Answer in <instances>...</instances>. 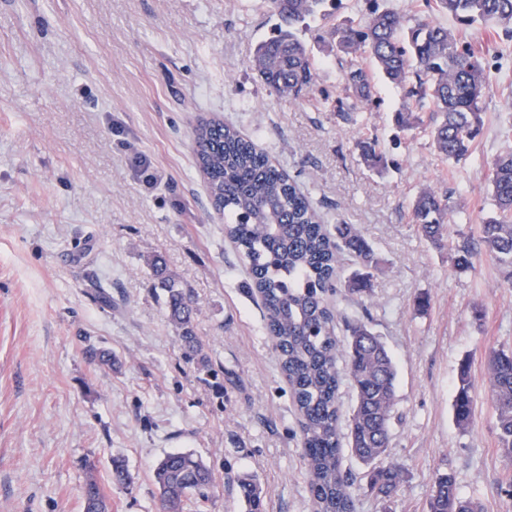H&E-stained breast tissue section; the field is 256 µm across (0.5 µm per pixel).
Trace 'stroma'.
<instances>
[{
  "mask_svg": "<svg viewBox=\"0 0 512 512\" xmlns=\"http://www.w3.org/2000/svg\"><path fill=\"white\" fill-rule=\"evenodd\" d=\"M367 0L325 4L299 37L317 62L313 95L270 92L252 67L278 20L263 0H0V512H83L86 458L110 512H160L153 470L190 452L211 467L206 501L184 512H244L235 479L253 475L266 512H315L299 417L245 261L224 235L195 156L194 130L217 119L258 143L308 191L327 224L356 225L378 267L372 296L333 303L368 315L397 368L386 462L403 481L372 492L355 459V512H429L435 475L452 472L484 512H512V460L499 448L491 352L512 350V268L482 253L454 268L449 243L478 238L494 210L488 169L512 150L507 40L470 33L489 77L472 157L436 156L419 127L395 138L400 89L379 84L354 129L338 126L343 94L330 24H359ZM378 139L394 165L376 173L357 138ZM159 177L146 186L134 159ZM426 188L450 191L447 246L411 221ZM188 288L214 369L188 361L149 262ZM108 287L97 299L90 280ZM108 349L111 366L87 345ZM474 415L452 411L462 360ZM125 460L132 485L117 483Z\"/></svg>",
  "mask_w": 512,
  "mask_h": 512,
  "instance_id": "1",
  "label": "stroma"
}]
</instances>
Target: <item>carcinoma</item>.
<instances>
[{"mask_svg": "<svg viewBox=\"0 0 512 512\" xmlns=\"http://www.w3.org/2000/svg\"><path fill=\"white\" fill-rule=\"evenodd\" d=\"M326 0H269L278 18L277 35L259 42L253 68L275 94L290 100L308 96L315 85L316 63L296 26L320 14ZM360 24L334 25L329 37L346 57L343 81L347 97L336 100L338 122L357 126L362 112L377 95L374 72L403 91L404 110L393 113L397 133H406L429 118L432 145L450 163L467 160L484 125V97L489 87L485 67L460 33L432 20L444 13L460 25L493 24L512 38V0H423L421 16L409 24L406 15L377 0ZM196 159L209 196L224 211V235L249 266L250 289L260 295L265 330L278 354L300 417L301 447L307 461L315 512H353L355 475L343 468L349 452L368 468L372 491L391 497L402 482L396 465L382 459L389 446V427L396 401L397 370L382 338L368 323L338 318L328 297L338 291L337 269L344 257L360 269L344 282L345 295L356 301L368 296L374 251L353 224L329 226L309 197L286 170L235 127L207 121L195 130ZM356 147L368 167L383 172L386 153L379 143L360 138ZM489 183L495 206L482 220L479 241L503 265L512 266V151L498 155ZM450 193L426 190L412 205V222L423 237L442 244L447 237ZM454 267L471 269L479 251L466 239L450 248ZM164 292L169 321L179 330L183 353L210 367L202 340L193 325L190 291L164 275L159 260L150 263ZM348 334L339 341L337 323ZM344 358L355 402L343 418L338 402L342 383L337 362ZM490 391L497 411L500 450L512 458V351L490 356ZM474 412L470 365L459 366L453 399L457 424ZM162 512H183L195 496L208 499L213 475L192 453L166 455L154 469ZM247 512H264L263 497L249 476L237 478ZM83 512H109L102 487L88 476L83 487ZM429 512H483L461 495L450 472L432 483Z\"/></svg>", "mask_w": 512, "mask_h": 512, "instance_id": "cac0c4a2", "label": "carcinoma"}]
</instances>
